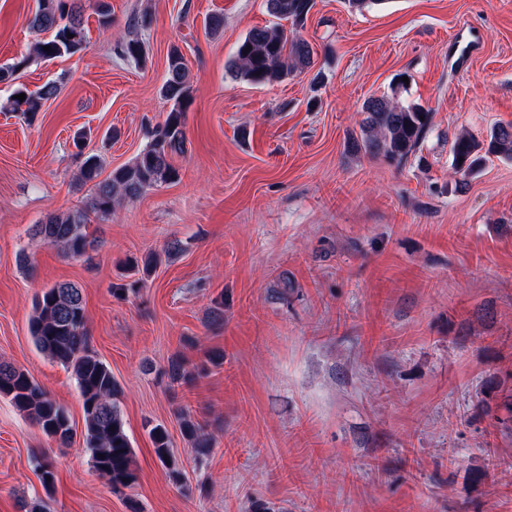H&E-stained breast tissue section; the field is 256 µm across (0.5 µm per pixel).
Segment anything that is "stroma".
Segmentation results:
<instances>
[{
  "instance_id": "stroma-1",
  "label": "stroma",
  "mask_w": 512,
  "mask_h": 512,
  "mask_svg": "<svg viewBox=\"0 0 512 512\" xmlns=\"http://www.w3.org/2000/svg\"><path fill=\"white\" fill-rule=\"evenodd\" d=\"M110 2L111 33L80 0L87 49L43 61L34 0H0V65L24 58L29 89L61 85L34 121L0 110V361L75 431L60 445L0 397V512L46 495L44 454L51 512H512V422L495 388L512 384V161L464 177L449 152L460 131L512 123V0H314L296 35L318 85L310 70L274 85L228 71L246 33L272 24L265 0ZM460 35L477 42L466 59ZM131 39L141 59L120 55ZM174 46L192 75L179 179L94 220L95 250L62 258L31 227L90 195L75 132L91 131L103 173L130 163L170 110L159 89ZM403 72L401 101L433 113L428 166L348 154L363 101ZM150 252L163 260L136 283L127 267ZM56 283L81 289L91 346L120 385L138 474L121 493L90 465L73 375L30 335L34 297ZM178 355L206 374L171 383ZM183 411L213 434L205 461ZM158 424L180 483L154 453Z\"/></svg>"
}]
</instances>
